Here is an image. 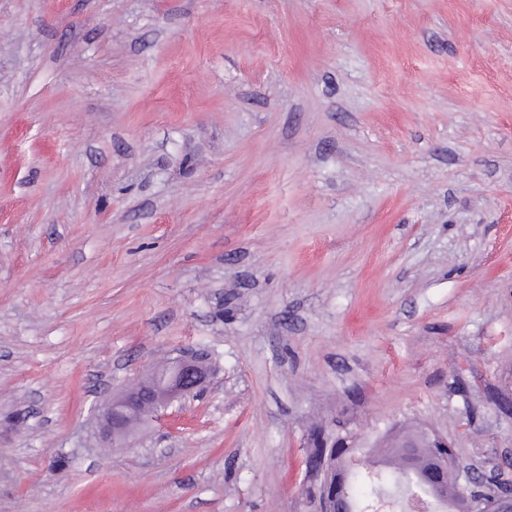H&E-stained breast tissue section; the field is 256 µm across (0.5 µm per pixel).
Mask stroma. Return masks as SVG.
I'll use <instances>...</instances> for the list:
<instances>
[{
    "label": "stroma",
    "instance_id": "1",
    "mask_svg": "<svg viewBox=\"0 0 512 512\" xmlns=\"http://www.w3.org/2000/svg\"><path fill=\"white\" fill-rule=\"evenodd\" d=\"M396 422L512 481V0H0V512H318ZM206 356L186 352L157 366L144 377L112 396L99 410L101 435L111 445L123 448L133 427L158 417L174 401L194 396L206 387L211 367Z\"/></svg>",
    "mask_w": 512,
    "mask_h": 512
}]
</instances>
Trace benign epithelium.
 I'll list each match as a JSON object with an SVG mask.
<instances>
[{"label": "benign epithelium", "mask_w": 512, "mask_h": 512, "mask_svg": "<svg viewBox=\"0 0 512 512\" xmlns=\"http://www.w3.org/2000/svg\"><path fill=\"white\" fill-rule=\"evenodd\" d=\"M211 375L206 356L186 352L152 368L144 377L107 401L99 410L101 435L114 448L123 447L133 427L166 410L174 401L194 396L205 388ZM473 474L435 462L425 487L447 484L453 488L454 512H473L469 487Z\"/></svg>", "instance_id": "7a95c632"}]
</instances>
